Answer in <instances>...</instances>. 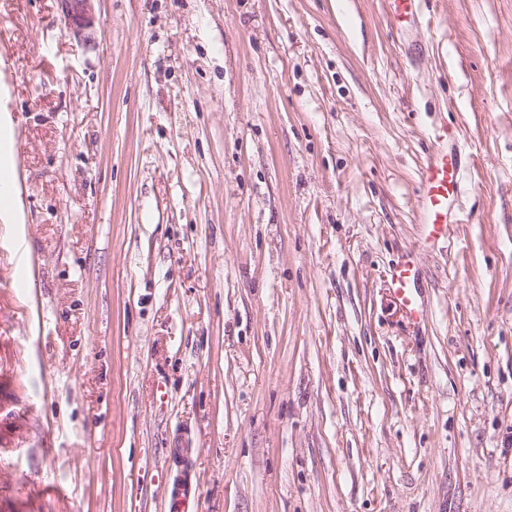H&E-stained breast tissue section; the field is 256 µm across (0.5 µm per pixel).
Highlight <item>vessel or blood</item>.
Wrapping results in <instances>:
<instances>
[{
  "label": "vessel or blood",
  "instance_id": "vessel-or-blood-1",
  "mask_svg": "<svg viewBox=\"0 0 512 512\" xmlns=\"http://www.w3.org/2000/svg\"><path fill=\"white\" fill-rule=\"evenodd\" d=\"M389 15L398 30L415 27L420 19L422 0H388ZM460 154L453 136L442 131L435 140L430 158L420 172L418 221L425 224L427 236L436 239L448 232L453 221V205L460 193ZM417 269L413 260H404L392 275L394 294L407 317L416 323L427 320L417 288ZM195 492L190 480L175 483L164 512H188Z\"/></svg>",
  "mask_w": 512,
  "mask_h": 512
}]
</instances>
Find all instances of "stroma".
<instances>
[{
	"label": "stroma",
	"instance_id": "1",
	"mask_svg": "<svg viewBox=\"0 0 512 512\" xmlns=\"http://www.w3.org/2000/svg\"><path fill=\"white\" fill-rule=\"evenodd\" d=\"M421 9L0 0V512H512V0ZM65 22L73 34L82 37L93 26L91 2L93 0H58ZM423 0H388L389 15L399 31L415 27L420 19ZM448 128L436 138L430 158L420 172L418 224H425L427 239L448 233L454 224L453 205L460 193L461 161ZM417 269L412 258L408 257L398 265L392 275L394 294L407 317L414 323H424L427 313L417 288ZM197 487L198 484L196 483L195 490H193L190 479L188 480L187 476L183 475L182 482L175 483L169 500L164 503V511L191 512L188 511L189 502L195 497Z\"/></svg>",
	"mask_w": 512,
	"mask_h": 512
}]
</instances>
